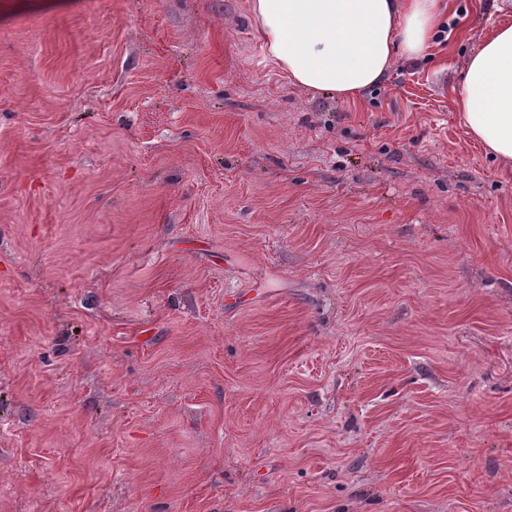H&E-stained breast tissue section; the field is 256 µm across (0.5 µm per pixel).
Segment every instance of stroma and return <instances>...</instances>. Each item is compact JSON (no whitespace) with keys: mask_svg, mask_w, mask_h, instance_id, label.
I'll list each match as a JSON object with an SVG mask.
<instances>
[{"mask_svg":"<svg viewBox=\"0 0 512 512\" xmlns=\"http://www.w3.org/2000/svg\"><path fill=\"white\" fill-rule=\"evenodd\" d=\"M447 3L351 103L250 0H0V512H512V0ZM456 106L467 136L512 169V24L497 28L467 58Z\"/></svg>","mask_w":512,"mask_h":512,"instance_id":"35a3bbf8","label":"stroma"}]
</instances>
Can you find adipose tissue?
<instances>
[{
    "mask_svg": "<svg viewBox=\"0 0 512 512\" xmlns=\"http://www.w3.org/2000/svg\"><path fill=\"white\" fill-rule=\"evenodd\" d=\"M268 60L295 85L353 102L394 61L423 56L442 0H252ZM468 137L512 169V24L467 58L456 99Z\"/></svg>",
    "mask_w": 512,
    "mask_h": 512,
    "instance_id": "adipose-tissue-1",
    "label": "adipose tissue"
}]
</instances>
